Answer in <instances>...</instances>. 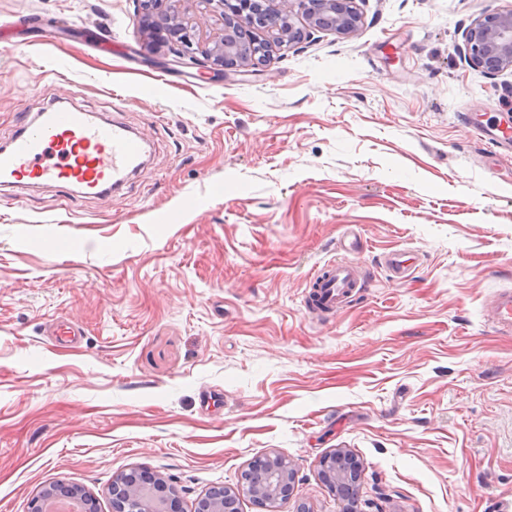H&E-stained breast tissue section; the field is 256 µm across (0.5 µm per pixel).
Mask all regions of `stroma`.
I'll list each match as a JSON object with an SVG mask.
<instances>
[{
    "mask_svg": "<svg viewBox=\"0 0 512 512\" xmlns=\"http://www.w3.org/2000/svg\"><path fill=\"white\" fill-rule=\"evenodd\" d=\"M360 9L353 34L218 78L146 63L139 0H0V146L52 105L147 142L111 196L6 190L0 512L56 484L112 512L133 469L172 479L194 512L275 454L296 470L279 512L512 500V334L484 315L512 289V154L477 131L512 116V72L462 57L464 30L512 0ZM348 231L368 286L309 314V275ZM396 250L415 256L403 281ZM337 448L359 463L352 503L321 477Z\"/></svg>",
    "mask_w": 512,
    "mask_h": 512,
    "instance_id": "1",
    "label": "stroma"
}]
</instances>
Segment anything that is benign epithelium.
I'll use <instances>...</instances> for the list:
<instances>
[{"label":"benign epithelium","mask_w":512,"mask_h":512,"mask_svg":"<svg viewBox=\"0 0 512 512\" xmlns=\"http://www.w3.org/2000/svg\"><path fill=\"white\" fill-rule=\"evenodd\" d=\"M185 0H143L142 32L150 43L144 44L145 61L155 62L153 54L166 46L168 52L179 53L174 38L189 31L198 32L200 57H191L193 64L215 76L224 74L227 64L248 71L264 62L273 47L294 46L314 32L330 31L351 34L362 23L358 0H298L305 29L293 22V0H280V7L258 5L244 11L241 0H194L198 14L188 18L182 9ZM464 62L490 76L512 71V10L487 11L464 31ZM270 471L268 482L252 487L246 482L236 488L213 489L200 498L196 512H238L237 503L248 496L266 512H277V504L287 499L293 489L295 472L288 459L276 455L266 459ZM323 467L332 491L342 497L355 493L354 465L350 455L336 449L323 460ZM175 488L164 478L140 479L123 477L109 488L116 512L124 504L134 502L140 512H171ZM76 500L83 512H96L94 499L78 488H48L34 497L29 512H48L47 503L55 498Z\"/></svg>","instance_id":"7a95c632"}]
</instances>
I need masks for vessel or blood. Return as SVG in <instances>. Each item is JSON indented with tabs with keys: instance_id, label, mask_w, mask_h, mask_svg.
I'll return each instance as SVG.
<instances>
[{
	"instance_id": "b4317fda",
	"label": "vessel or blood",
	"mask_w": 512,
	"mask_h": 512,
	"mask_svg": "<svg viewBox=\"0 0 512 512\" xmlns=\"http://www.w3.org/2000/svg\"><path fill=\"white\" fill-rule=\"evenodd\" d=\"M145 140L115 123H99L92 112L50 107L39 119L18 129L0 150V185L22 179L78 187L88 195H108L140 170ZM309 311L333 312L361 294L365 280L359 263L346 258L329 262L311 276ZM490 319L512 334V290L500 291Z\"/></svg>"
}]
</instances>
